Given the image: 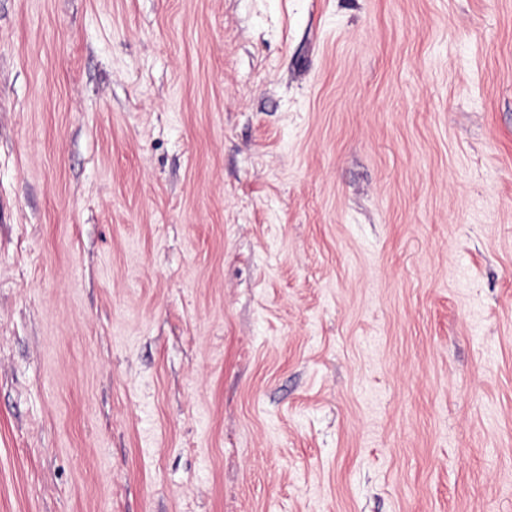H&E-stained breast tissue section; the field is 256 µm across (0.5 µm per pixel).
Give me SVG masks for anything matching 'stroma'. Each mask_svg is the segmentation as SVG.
Here are the masks:
<instances>
[{
	"label": "stroma",
	"instance_id": "stroma-1",
	"mask_svg": "<svg viewBox=\"0 0 512 512\" xmlns=\"http://www.w3.org/2000/svg\"><path fill=\"white\" fill-rule=\"evenodd\" d=\"M0 512H512V0H0Z\"/></svg>",
	"mask_w": 512,
	"mask_h": 512
}]
</instances>
